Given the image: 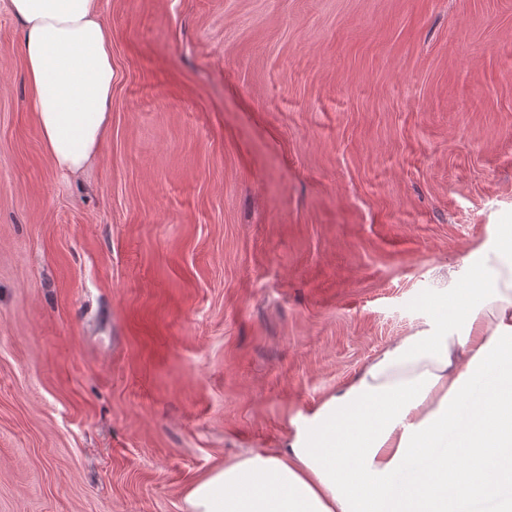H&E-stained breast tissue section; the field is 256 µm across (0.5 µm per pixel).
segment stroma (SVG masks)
Segmentation results:
<instances>
[{
	"label": "stroma",
	"instance_id": "35a3bbf8",
	"mask_svg": "<svg viewBox=\"0 0 512 512\" xmlns=\"http://www.w3.org/2000/svg\"><path fill=\"white\" fill-rule=\"evenodd\" d=\"M112 120L46 156L0 0V512H183L512 226V0H101Z\"/></svg>",
	"mask_w": 512,
	"mask_h": 512
}]
</instances>
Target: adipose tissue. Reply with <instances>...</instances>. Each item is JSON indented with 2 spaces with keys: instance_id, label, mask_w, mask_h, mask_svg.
<instances>
[{
  "instance_id": "obj_1",
  "label": "adipose tissue",
  "mask_w": 512,
  "mask_h": 512,
  "mask_svg": "<svg viewBox=\"0 0 512 512\" xmlns=\"http://www.w3.org/2000/svg\"><path fill=\"white\" fill-rule=\"evenodd\" d=\"M24 26L29 110L76 176L111 122L112 41L99 0H9ZM470 288L381 349L283 447L192 483L184 512H512V232L474 249Z\"/></svg>"
}]
</instances>
